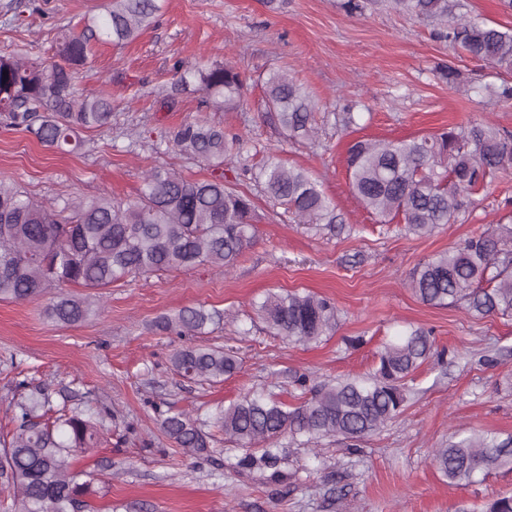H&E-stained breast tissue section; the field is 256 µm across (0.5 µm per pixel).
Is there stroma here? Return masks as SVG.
Instances as JSON below:
<instances>
[{
	"label": "stroma",
	"instance_id": "35a3bbf8",
	"mask_svg": "<svg viewBox=\"0 0 512 512\" xmlns=\"http://www.w3.org/2000/svg\"><path fill=\"white\" fill-rule=\"evenodd\" d=\"M343 0H162L134 41L90 39L75 73L80 93L112 100L109 129L83 132L76 153H54L0 123V177L38 198L106 193L136 199L143 172L166 166L191 180L211 178L171 149L163 136L204 119L243 142L224 179L255 204L257 238L230 271L209 266L128 277L101 290L99 315L62 326L49 320L48 295L0 300V432L12 429L6 407L18 383L38 386L54 402L78 394L112 414L108 441L76 468L94 471L98 512H458L512 493V467L454 486L439 473L435 449L473 431L512 437V319L476 318L463 304H424L409 286L420 263L476 233L512 227V171L477 191L457 220L427 236L383 224L352 195L346 171L351 142L405 139L444 127L488 121L512 132V100L489 95L504 73L473 60L437 35L436 26L369 0L350 16ZM109 0H35L15 17L0 0V53L52 58L56 33L83 31ZM222 63L248 76L243 107L217 112L197 86L174 88L178 71ZM458 69L456 84L443 75ZM288 70L319 103L318 136L288 139L265 119L260 80ZM358 114L343 130L339 114ZM276 156L304 168L332 200L336 224H300L270 203L253 179ZM309 291L338 309L335 330L299 344L275 335L255 305L270 292ZM224 314L207 334L161 332L155 322L186 307ZM431 332L441 356L425 361L410 383L402 413L357 448L327 438L278 444L283 478L239 468L244 448L215 432L205 460L183 457L160 431V414L207 418L250 390L265 389L295 406L311 383L354 379L372 371L384 344L412 329ZM220 347L238 361L217 383L179 373L173 354L188 346Z\"/></svg>",
	"mask_w": 512,
	"mask_h": 512
}]
</instances>
